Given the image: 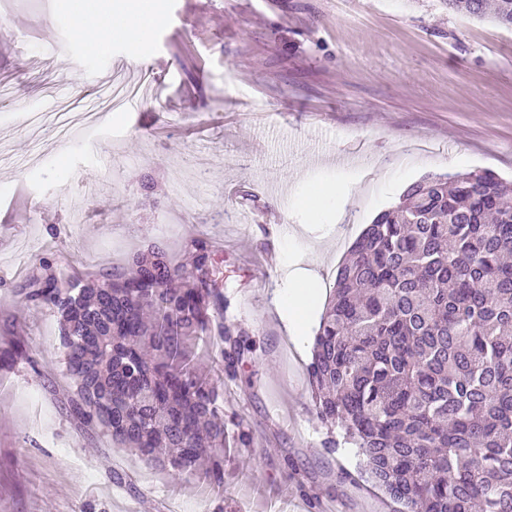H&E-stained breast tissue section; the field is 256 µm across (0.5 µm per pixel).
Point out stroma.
I'll return each mask as SVG.
<instances>
[{"mask_svg": "<svg viewBox=\"0 0 512 512\" xmlns=\"http://www.w3.org/2000/svg\"><path fill=\"white\" fill-rule=\"evenodd\" d=\"M86 5L0 0V36L14 41L0 47V512L219 503L67 413L57 317L10 291L45 255L78 277L152 244L186 261L197 235L252 347L224 391L225 417L254 437L229 451L224 512H392L382 491L346 479L355 449L322 447L311 348L295 345L275 298L313 267L327 304L345 243L427 174L512 180V31L441 0H161L147 43L94 48L74 33ZM118 67L150 89L100 108ZM64 112L96 125L58 134ZM323 186L336 198L311 212ZM18 336L29 357L10 358Z\"/></svg>", "mask_w": 512, "mask_h": 512, "instance_id": "stroma-1", "label": "stroma"}]
</instances>
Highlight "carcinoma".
I'll use <instances>...</instances> for the list:
<instances>
[{
    "label": "carcinoma",
    "instance_id": "obj_1",
    "mask_svg": "<svg viewBox=\"0 0 512 512\" xmlns=\"http://www.w3.org/2000/svg\"><path fill=\"white\" fill-rule=\"evenodd\" d=\"M512 29V0H443ZM20 303L58 317L70 414L107 441L224 488V425L238 379L211 244L177 264L156 246L66 280L38 258ZM323 445L356 448L397 512H512V182L428 174L364 226L342 261L307 365Z\"/></svg>",
    "mask_w": 512,
    "mask_h": 512
}]
</instances>
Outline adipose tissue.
<instances>
[{
  "mask_svg": "<svg viewBox=\"0 0 512 512\" xmlns=\"http://www.w3.org/2000/svg\"><path fill=\"white\" fill-rule=\"evenodd\" d=\"M159 19L153 0H95L77 13L74 30L78 37L101 47L117 37L147 42Z\"/></svg>",
  "mask_w": 512,
  "mask_h": 512,
  "instance_id": "obj_1",
  "label": "adipose tissue"
}]
</instances>
